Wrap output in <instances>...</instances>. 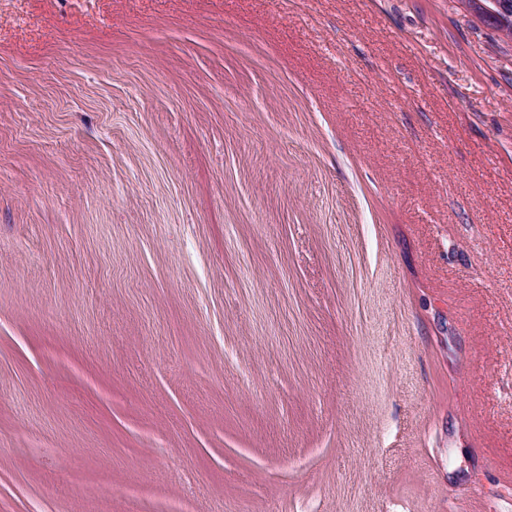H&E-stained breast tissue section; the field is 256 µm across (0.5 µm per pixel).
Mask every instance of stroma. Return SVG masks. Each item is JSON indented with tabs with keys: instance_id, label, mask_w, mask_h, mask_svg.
Returning a JSON list of instances; mask_svg holds the SVG:
<instances>
[{
	"instance_id": "obj_1",
	"label": "stroma",
	"mask_w": 512,
	"mask_h": 512,
	"mask_svg": "<svg viewBox=\"0 0 512 512\" xmlns=\"http://www.w3.org/2000/svg\"><path fill=\"white\" fill-rule=\"evenodd\" d=\"M512 512V42L464 0H0V512Z\"/></svg>"
}]
</instances>
